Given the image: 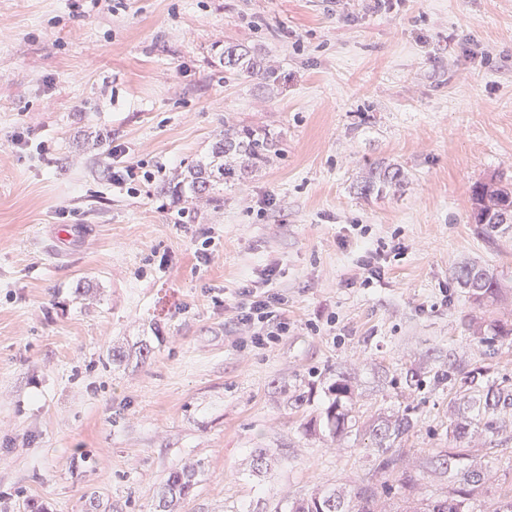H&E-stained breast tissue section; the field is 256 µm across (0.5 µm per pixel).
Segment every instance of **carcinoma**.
Returning a JSON list of instances; mask_svg holds the SVG:
<instances>
[{
    "label": "carcinoma",
    "mask_w": 512,
    "mask_h": 512,
    "mask_svg": "<svg viewBox=\"0 0 512 512\" xmlns=\"http://www.w3.org/2000/svg\"><path fill=\"white\" fill-rule=\"evenodd\" d=\"M224 72L259 80L268 87L279 80L276 69L265 66L251 51L239 45H230L222 53ZM279 141L272 134L236 125L224 127V134L212 146L204 161L190 165L176 173L175 192L187 195L195 201L217 206L224 203V185L244 181L269 165L280 156ZM405 174L395 164H377L367 177L358 183L359 194L368 197L381 195L390 189L401 187ZM474 223L490 234L499 225L487 220L490 213L512 208V188L493 180L479 183L472 189ZM459 286L479 308L495 306L503 293L500 280L488 267L467 262L453 271ZM470 329L478 342L493 346L497 341L512 337V319L473 318ZM434 380L446 381L455 397L450 405L448 438L454 447L432 457L430 466L450 474L451 487L448 495L436 499H423L420 507L404 512H466L472 506L475 492L489 479L487 467L476 462L470 443L478 433L497 435L512 424V384L496 383L486 378L481 367L469 370L448 365L433 374ZM328 406L320 418L309 421V427H322L332 437L359 427L360 416L356 409L355 390L350 374L340 371L328 385ZM414 427L413 417L406 411L380 417L369 428L374 439L375 468L377 473L392 472L397 459L389 455L394 444L401 442ZM198 484V470L184 464L171 470L158 491L159 512H173L175 506L192 495ZM288 512H379L376 493L368 485L346 489L329 487L319 489L307 498L288 503Z\"/></svg>",
    "instance_id": "cac0c4a2"
}]
</instances>
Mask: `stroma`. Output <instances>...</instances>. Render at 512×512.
I'll return each instance as SVG.
<instances>
[{
  "mask_svg": "<svg viewBox=\"0 0 512 512\" xmlns=\"http://www.w3.org/2000/svg\"><path fill=\"white\" fill-rule=\"evenodd\" d=\"M229 44L276 67L278 85L225 77ZM228 121L279 136L282 156L223 205L177 198L174 172ZM16 131L29 135L18 151ZM96 136L104 148L84 149ZM382 161L402 188L361 197ZM136 162L151 181L113 185ZM492 179L512 183V0H0V512L30 498L157 512L187 461L201 472L179 512H273L337 484L371 485L394 512L406 490H385L369 433L337 446L304 433L340 369L363 417L412 415L398 466L447 491L428 461L448 446L449 387L404 375L452 362L512 383V338L478 344L452 278L474 260L512 281V230L472 220L471 189ZM62 224L91 235L56 253ZM395 234L404 257L360 286L364 245ZM271 269L291 329L248 354L233 306ZM299 390L311 402L290 408ZM258 448L271 463L255 474ZM476 448L494 473L475 504L487 512L512 488V431Z\"/></svg>",
  "mask_w": 512,
  "mask_h": 512,
  "instance_id": "stroma-1",
  "label": "stroma"
}]
</instances>
